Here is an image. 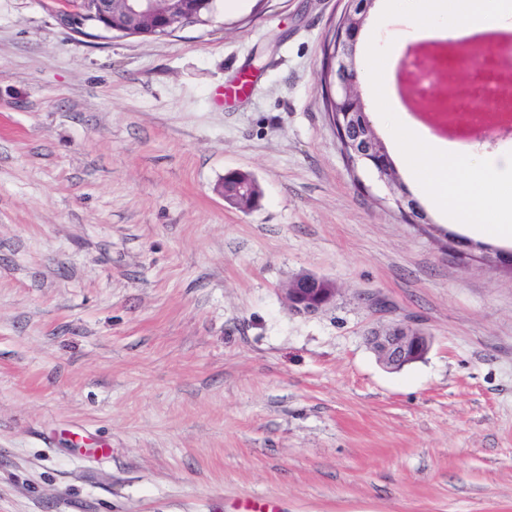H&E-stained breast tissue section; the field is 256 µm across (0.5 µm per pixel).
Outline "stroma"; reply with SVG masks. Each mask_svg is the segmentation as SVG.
<instances>
[{
	"label": "stroma",
	"mask_w": 512,
	"mask_h": 512,
	"mask_svg": "<svg viewBox=\"0 0 512 512\" xmlns=\"http://www.w3.org/2000/svg\"><path fill=\"white\" fill-rule=\"evenodd\" d=\"M344 3L153 39L0 0V512H512V271L347 170ZM302 273L335 302L291 312ZM396 320L432 344L389 370L365 336ZM243 175L238 173L231 174L230 172L224 175V182L220 183L217 187L218 192L222 197H224L225 200L230 202L228 198H231L233 201H240L236 205L238 208L243 210H249L251 205L246 204L247 201L252 197L248 188L243 183L236 191L234 192H227V190L224 188L225 186L228 187V189H231L236 185L237 182H240L242 180Z\"/></svg>",
	"instance_id": "1"
}]
</instances>
